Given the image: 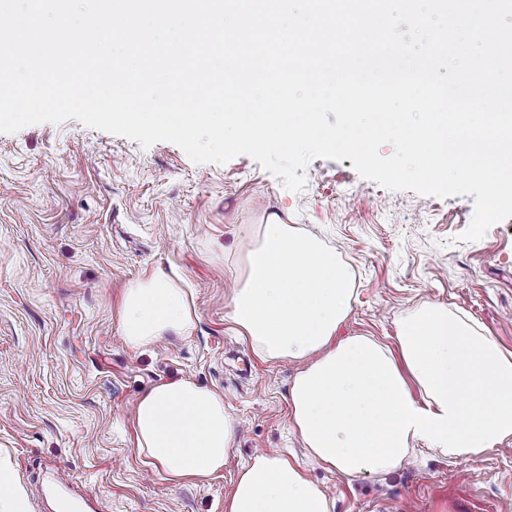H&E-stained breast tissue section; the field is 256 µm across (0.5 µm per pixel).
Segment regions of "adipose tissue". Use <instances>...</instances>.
<instances>
[{
	"label": "adipose tissue",
	"instance_id": "adipose-tissue-1",
	"mask_svg": "<svg viewBox=\"0 0 512 512\" xmlns=\"http://www.w3.org/2000/svg\"><path fill=\"white\" fill-rule=\"evenodd\" d=\"M230 321L264 361H301L290 423L310 455L346 476L387 474L411 450L470 461L512 445V354L465 313L425 303L397 322V349L357 334L337 339L355 290L335 251L278 215L258 225ZM197 312L167 275L124 288V344L153 346L184 334ZM136 446L183 483L223 470L235 445L224 397L189 379L160 382L137 400ZM333 502L287 456L254 455L224 512H332Z\"/></svg>",
	"mask_w": 512,
	"mask_h": 512
}]
</instances>
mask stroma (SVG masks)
I'll return each instance as SVG.
<instances>
[{
	"mask_svg": "<svg viewBox=\"0 0 512 512\" xmlns=\"http://www.w3.org/2000/svg\"><path fill=\"white\" fill-rule=\"evenodd\" d=\"M302 191L246 155L196 163L176 144L77 120L0 132V467L31 497L55 484L90 512H224L254 454L287 453L335 496L333 512H512V448L478 462L417 451L354 479L309 461L289 430L298 363L259 360L227 321L232 289L265 215L334 248L355 299L337 339L396 344L395 322L425 302L465 311L512 352V218L463 240L474 198L390 191L351 160L315 159ZM162 271L187 288L192 329L144 351L120 338L123 288ZM218 390L241 423L223 471L172 485L146 466L131 419L158 382Z\"/></svg>",
	"mask_w": 512,
	"mask_h": 512,
	"instance_id": "1",
	"label": "stroma"
}]
</instances>
